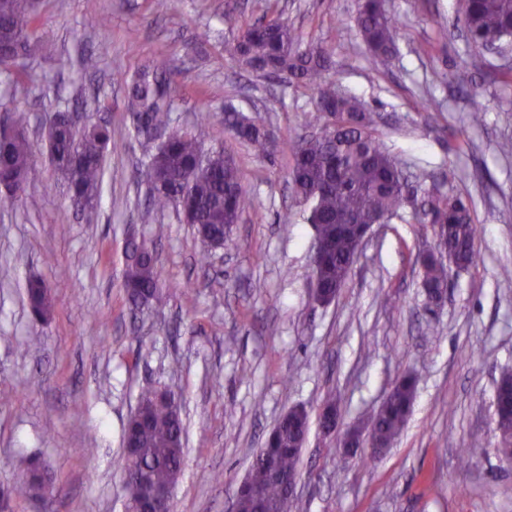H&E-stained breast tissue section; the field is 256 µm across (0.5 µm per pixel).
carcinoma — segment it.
<instances>
[{
  "mask_svg": "<svg viewBox=\"0 0 512 512\" xmlns=\"http://www.w3.org/2000/svg\"><path fill=\"white\" fill-rule=\"evenodd\" d=\"M224 21L236 27L233 47L239 62L259 76L288 74L291 82L308 87L317 95L316 111L308 114V131L292 146L291 182L307 206V221L327 250L313 267L312 281L331 299L347 280L359 249L353 226L389 224L402 218L401 211L413 193L409 175L376 133L379 116L361 101L341 90L336 80L323 77L329 53L322 45L303 42L296 29L280 19L249 23L227 12ZM357 26L367 49L375 57H388L396 50L398 27L383 0H359ZM474 48L496 43L504 48L512 39V0H463L457 19ZM0 42L13 47L15 58L3 60L0 75L16 82L22 73L18 61L39 47L35 16L30 0H0ZM171 60L159 49L151 62L124 80L126 111L142 126L174 129L168 141L148 156L138 176L148 184V203L154 210L179 208L178 200L189 198L192 207L181 211L185 223L194 227L204 244L224 246L232 225L250 209L252 201L243 186L234 157L213 151L205 155L202 143L191 134L173 128L170 98ZM0 109L21 133L0 139V186L11 191L13 201L42 176L43 166L33 150L25 128L27 111L14 95L5 96ZM62 130L51 146L58 160L72 167L67 176L69 200L78 208L94 204L100 196L107 149L118 151L122 143L109 123L82 128L59 123ZM224 130L234 133L258 156L273 154L276 144L260 124L245 122L234 107L224 109ZM422 224L440 225L438 237L448 257L464 268L473 263L476 225L469 207L458 197L433 191L423 199L417 213ZM123 284L132 308L162 305L166 295L154 251L144 245L125 248ZM422 282L439 293L448 287L447 265L441 260L421 261ZM27 303L34 320L48 322L53 301L39 281L27 287ZM417 378L403 377L389 392L380 409L371 416L370 433L381 445L392 442L409 416ZM138 403L150 412L149 423L138 438V447L125 451L123 471L138 469L147 486H175L184 459V426L181 417L158 400V390L147 388ZM495 415L512 426V372L502 373L494 395ZM309 428L308 413H294L291 422L273 428L265 440L266 456L251 462L246 478L255 494L243 493L238 512H287L286 477L299 476L301 445ZM38 460L29 461L16 490L34 496L40 488Z\"/></svg>",
  "mask_w": 512,
  "mask_h": 512,
  "instance_id": "obj_1",
  "label": "carcinoma"
}]
</instances>
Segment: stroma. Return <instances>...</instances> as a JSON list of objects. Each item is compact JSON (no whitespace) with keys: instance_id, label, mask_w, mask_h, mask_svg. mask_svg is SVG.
Listing matches in <instances>:
<instances>
[{"instance_id":"stroma-1","label":"stroma","mask_w":512,"mask_h":512,"mask_svg":"<svg viewBox=\"0 0 512 512\" xmlns=\"http://www.w3.org/2000/svg\"><path fill=\"white\" fill-rule=\"evenodd\" d=\"M385 3L400 36L383 63L359 35L358 0H178L165 15L154 0H36L48 37L16 97L45 166L25 197L0 202V488L37 457L52 477L53 512H127L123 427L153 385L174 394L185 426L175 512H230L254 452L294 407L308 413L309 433L288 512H512V465L499 457L493 408L495 384L512 369V154L498 150L512 139V86L498 80L508 61L477 52L454 28L460 0ZM230 8L250 22L286 19L321 43L328 78L379 113V137L415 174L417 192L439 188L469 205L476 258L449 267L440 307H427L419 264L436 246L433 229L409 206L375 226L335 300L312 299L315 232L288 169L314 94L239 66ZM160 44L175 66L178 126L205 149L232 152L252 199L222 248L205 249L175 209L145 204L137 171L156 143L125 110L123 76ZM90 53L98 67L87 73L78 61ZM61 57L70 68L58 69ZM459 70L472 77L463 90L451 79ZM228 105L263 118L280 144L274 156H255L225 132ZM477 105L484 121L474 126ZM59 109L108 121L126 142L107 154L101 197L84 211L48 162L42 118ZM132 235L155 249L169 288L166 304L138 313L123 288ZM34 279L54 300L45 325L28 314ZM386 293L392 306L380 303ZM408 372L419 384L391 447L372 462L336 452L339 436L367 430ZM331 398L338 421L329 437L318 414ZM465 447L472 462L462 471Z\"/></svg>"}]
</instances>
